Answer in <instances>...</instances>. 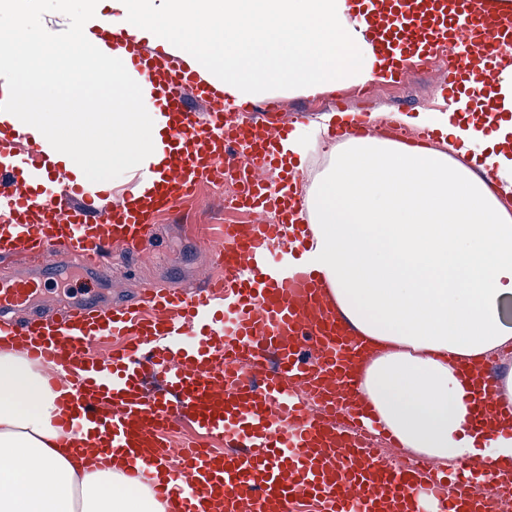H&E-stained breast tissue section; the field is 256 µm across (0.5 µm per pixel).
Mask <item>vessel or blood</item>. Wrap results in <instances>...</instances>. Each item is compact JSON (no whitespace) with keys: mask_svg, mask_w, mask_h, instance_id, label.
<instances>
[{"mask_svg":"<svg viewBox=\"0 0 512 512\" xmlns=\"http://www.w3.org/2000/svg\"><path fill=\"white\" fill-rule=\"evenodd\" d=\"M379 53L451 69L443 98L488 89L512 68V0H351ZM166 100L162 182L106 203L55 168L42 143L0 139V253L58 262L82 254L88 280L110 273L105 253L151 238L155 214L177 207L216 167L243 206L275 223L228 224L221 276L203 286L146 288L137 302L68 303L16 323V350L47 367L61 408L60 442L84 461L125 456V475L148 485L166 512H498L512 473L484 460L456 474L420 460H385L383 429L353 401L361 347L324 300L300 216V174L272 141L288 134L279 103L215 111L225 94L177 54L133 47L126 61ZM38 281L0 277V318L35 303ZM474 426L494 415L490 377ZM225 445L207 448V440ZM495 493H474L477 482Z\"/></svg>","mask_w":512,"mask_h":512,"instance_id":"b4317fda","label":"vessel or blood"}]
</instances>
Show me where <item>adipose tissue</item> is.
<instances>
[{"mask_svg": "<svg viewBox=\"0 0 512 512\" xmlns=\"http://www.w3.org/2000/svg\"><path fill=\"white\" fill-rule=\"evenodd\" d=\"M113 29L128 30L180 52L233 101L271 87L317 95L384 79L363 17L347 0H82L84 22L72 41L89 62L83 79L60 80L47 68L55 37L30 41L25 31L38 0H0L15 26L0 30V82L20 109L0 114V128L30 132L51 149L56 165L78 180L109 172L162 177L159 148L167 119L154 99L133 112L118 99L83 92V82L140 89L125 69L124 49L105 48L91 34L104 2ZM497 130L459 121L469 97L417 113H369L440 132V147L376 137L332 147L328 168L308 188L304 210L316 242L312 262L327 293L363 341L369 358L359 394L387 433L414 453L442 462L487 452L512 466V423L475 437L473 410L459 365L477 366L512 348L503 318L512 309V70L487 95ZM89 135L96 153L81 152ZM0 330V512H165L148 486H130L123 459L111 468H77L58 446L55 393L39 366L9 350Z\"/></svg>", "mask_w": 512, "mask_h": 512, "instance_id": "1", "label": "adipose tissue"}]
</instances>
